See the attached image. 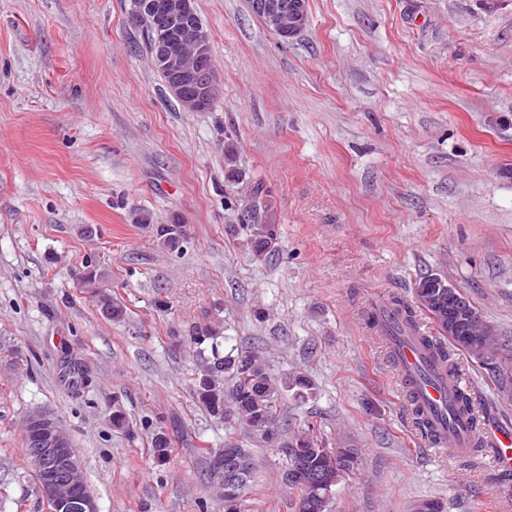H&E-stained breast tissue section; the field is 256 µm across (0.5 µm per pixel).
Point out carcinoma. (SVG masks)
I'll return each mask as SVG.
<instances>
[{
    "mask_svg": "<svg viewBox=\"0 0 512 512\" xmlns=\"http://www.w3.org/2000/svg\"><path fill=\"white\" fill-rule=\"evenodd\" d=\"M262 185L254 183L251 202L254 203L253 217L241 224L246 233V242L253 255L258 259H269L278 250V225L269 207L261 201ZM154 234L159 243L172 251H178L186 238L185 225L152 224ZM86 287L92 289L96 306L108 321L119 322L125 318L126 309L123 303L101 289L103 273L95 266H86L82 276ZM422 287L415 289V298L419 307L428 312L437 326L438 335L431 336L421 333L420 324L415 312L404 302L394 299L389 309L395 317L393 326L380 323L374 316L369 322L377 328L379 335L392 336L407 328L416 335V340L433 351L437 359L448 368V374L459 377V366L454 358L459 341L448 335V319L430 304V298L439 292L433 279L424 276L420 279ZM447 338L443 343L441 338ZM214 330L209 325L195 327L190 336V343L199 347L206 341H212L211 356L201 360L199 372L193 382V395L197 402L212 416L228 423L245 424L260 432L268 441L280 436L279 410L277 404L278 387L293 392L297 401H305L313 395L315 384L304 372L298 371L286 377L282 383L276 381L267 370L264 359L256 354L232 353L221 354L215 343ZM494 337L483 336L480 341L466 349L468 356L477 360L487 358L493 345ZM498 392L509 397L512 395V362L506 360L487 363ZM232 377L233 385L224 386V375ZM153 456L157 462L163 463L170 457L172 440L168 432L157 430L151 438ZM287 465L299 463L311 470H338L345 475L354 470L359 462V450L342 448L338 451L326 447L325 443L314 433L313 425L309 424L297 433L287 444ZM224 458L241 459L248 468V478H253L255 462L251 452L242 447L238 441L228 438L224 441ZM333 491L320 490L310 496L308 492L298 489V512H329Z\"/></svg>",
    "mask_w": 512,
    "mask_h": 512,
    "instance_id": "1",
    "label": "carcinoma"
}]
</instances>
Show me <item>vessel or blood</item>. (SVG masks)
<instances>
[{"label":"vessel or blood","instance_id":"obj_1","mask_svg":"<svg viewBox=\"0 0 512 512\" xmlns=\"http://www.w3.org/2000/svg\"><path fill=\"white\" fill-rule=\"evenodd\" d=\"M385 348L413 400L427 410L430 417L429 441L456 455L463 450L469 415L453 411V385L447 374L432 366L427 353L406 338L384 337ZM489 463L503 473L512 472V429L494 432L490 439Z\"/></svg>","mask_w":512,"mask_h":512}]
</instances>
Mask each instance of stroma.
<instances>
[{
	"label": "stroma",
	"mask_w": 512,
	"mask_h": 512,
	"mask_svg": "<svg viewBox=\"0 0 512 512\" xmlns=\"http://www.w3.org/2000/svg\"><path fill=\"white\" fill-rule=\"evenodd\" d=\"M129 9L0 0V512H50L24 450L36 410L61 420L99 512H215L200 450L230 433L257 464L248 512H297L280 441L195 404L201 323L220 352L313 380L308 401L283 395L280 434L311 423L358 448L331 512H512V480L425 443L367 320L437 274L512 344V0H308L287 40L249 0H196L218 88L206 112L168 91ZM256 181L279 226L272 262L238 229ZM143 211L185 224L180 251ZM90 264L124 321L81 287ZM461 365L479 417L512 427V399Z\"/></svg>",
	"instance_id": "obj_1"
}]
</instances>
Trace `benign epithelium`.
Returning <instances> with one entry per match:
<instances>
[{
	"instance_id": "obj_1",
	"label": "benign epithelium",
	"mask_w": 512,
	"mask_h": 512,
	"mask_svg": "<svg viewBox=\"0 0 512 512\" xmlns=\"http://www.w3.org/2000/svg\"><path fill=\"white\" fill-rule=\"evenodd\" d=\"M195 0H165L157 6L151 0H131L128 19L139 24L152 21L172 32V38L160 39L152 52L154 64L164 68L170 77L169 89L182 105L199 112L214 104L216 81L210 51V35L197 16ZM252 7L267 25L292 36L303 26L306 7L302 0L287 4L283 0H252ZM194 92L185 93L187 83ZM448 330L464 340L487 335L488 325L479 314L463 316L448 306ZM36 430L37 445L29 449V457L39 477L38 487L46 501L58 506L59 512H99L97 502L80 493L84 482L83 468L71 448L59 420L50 412H39L30 418ZM219 475L224 478V498L239 500L245 483L241 469L223 462ZM288 479L302 486L318 481L326 488L336 483V475L322 473L317 478L302 468L288 470Z\"/></svg>"
}]
</instances>
